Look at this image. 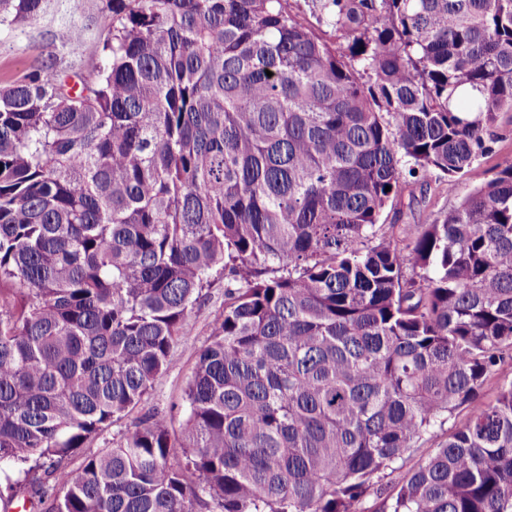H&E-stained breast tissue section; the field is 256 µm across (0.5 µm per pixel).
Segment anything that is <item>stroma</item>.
<instances>
[{
    "mask_svg": "<svg viewBox=\"0 0 512 512\" xmlns=\"http://www.w3.org/2000/svg\"><path fill=\"white\" fill-rule=\"evenodd\" d=\"M109 0H44L33 20L0 18V86L38 70L63 81L103 68V50L111 36ZM458 196L442 190L438 182L407 186L398 203L387 208V224H429L455 207ZM224 311V282L215 280L204 289L188 320V336L173 351L167 371L158 378L143 402L115 422L88 446L96 452L118 442L127 429L149 413H172V458H180L181 425L185 418L182 394L192 375L199 350L209 341L212 323Z\"/></svg>",
    "mask_w": 512,
    "mask_h": 512,
    "instance_id": "1",
    "label": "stroma"
}]
</instances>
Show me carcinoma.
Masks as SVG:
<instances>
[{
	"label": "carcinoma",
	"instance_id": "1",
	"mask_svg": "<svg viewBox=\"0 0 512 512\" xmlns=\"http://www.w3.org/2000/svg\"><path fill=\"white\" fill-rule=\"evenodd\" d=\"M109 3L79 89H0V462L23 501L512 512V379L483 395L512 356V162L431 224L381 223L409 180L452 195L492 152L512 0H312L325 31L287 0ZM217 269L185 462L155 412L67 467L167 370Z\"/></svg>",
	"mask_w": 512,
	"mask_h": 512
}]
</instances>
